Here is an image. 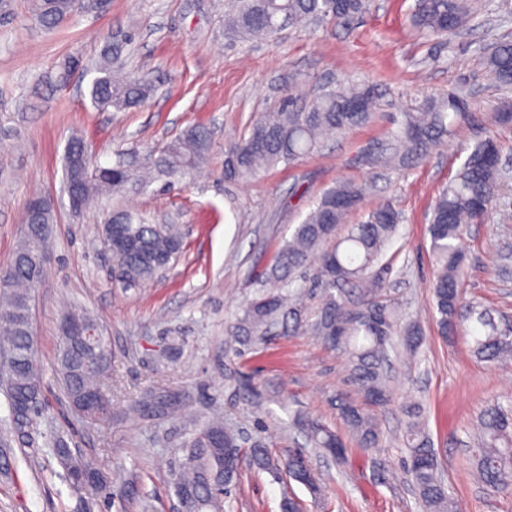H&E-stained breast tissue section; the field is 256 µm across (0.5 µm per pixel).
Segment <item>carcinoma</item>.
I'll list each match as a JSON object with an SVG mask.
<instances>
[{
	"label": "carcinoma",
	"mask_w": 512,
	"mask_h": 512,
	"mask_svg": "<svg viewBox=\"0 0 512 512\" xmlns=\"http://www.w3.org/2000/svg\"><path fill=\"white\" fill-rule=\"evenodd\" d=\"M370 0H231L224 14L226 34L233 39L271 38L277 28L303 26L313 19L345 21L369 9ZM75 0H31L34 20L53 29L71 16ZM462 0H418L413 23L427 35L438 36L458 28L463 22ZM132 36L127 35L106 49L96 68L98 76L90 88V98L98 110L125 112L141 106L153 85L131 76L119 62ZM488 65L504 89L512 88V43H501L488 58ZM378 96L365 84H339L324 89L299 106L293 99L278 108L260 113L244 135L226 148L225 176L246 179L280 163L290 166L315 152L324 137L339 135L370 123ZM469 104L457 93L429 101L414 112L403 113L395 132V146L379 159L394 165L409 157L419 159L442 144L454 127L468 115ZM213 147L211 133L202 126H190L174 140L142 159L129 150H119L110 166L88 163L82 175L86 203L107 192L125 188L146 189L157 181L170 184L175 176L203 165ZM87 154L83 141L73 140L66 150V169L79 176L73 159ZM501 152L492 138L478 142L467 154L457 173L436 195L431 208L428 232L433 259L432 284L436 325L441 336L460 329L471 339L473 353L489 363L512 358V327H501L486 312L465 301L462 285L467 265L464 239L473 224H480L492 209L498 194ZM362 186L341 181L325 191L315 207L299 224L290 240L278 251L267 278L277 283L262 291L242 309L230 329L232 340L252 346L268 329L287 318L294 327H305L333 350L347 354L349 389L336 394V410L357 441L370 454L383 441L375 410L392 401L387 384L390 353L418 354L420 327L403 318L398 303L382 294L381 283L370 272L384 256L403 215L391 203L367 212L359 224H345L347 215L363 199ZM112 223L124 225L126 235L112 238V282L124 287H142L158 278V268L144 256L163 258L172 265L184 250L183 231L178 224H155L145 216L123 209L112 211ZM49 254L48 229L21 240L11 266L0 271V323L11 335L0 343L13 350L10 378L0 382L10 412L11 423L26 427L32 423L28 408L39 404L41 372L33 353L29 303L37 274L31 263L32 243ZM311 272L320 292V305L311 322H303V291L293 286L294 274ZM362 290L360 299L350 303L345 288ZM90 354L73 336L61 338L57 371L75 412L89 396L106 393L104 384L112 368V349L106 337L96 346L99 366L84 368ZM408 417L403 442L406 448L402 468L419 497L422 512H453V501L438 474L437 452L423 427L422 408L406 406ZM306 443L324 454H334L336 463L348 462L343 438L307 416L296 419ZM480 441L474 449L480 477L497 489L512 487V401L493 405L479 423ZM175 494L185 512H224L221 492L238 479L240 460L247 455L256 469L284 472L313 495L321 486L313 466H300L296 459L307 455L303 448L275 455L256 440L243 449L236 431L214 416L185 442ZM93 467L83 459L70 458L67 473L71 484Z\"/></svg>",
	"instance_id": "1"
}]
</instances>
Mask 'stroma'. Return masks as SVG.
Instances as JSON below:
<instances>
[{
  "mask_svg": "<svg viewBox=\"0 0 512 512\" xmlns=\"http://www.w3.org/2000/svg\"><path fill=\"white\" fill-rule=\"evenodd\" d=\"M415 0H372L346 23L318 20L284 28L268 40L231 41L224 33V0H109L99 10L80 0L75 12L47 30L31 18L30 0H11V21L0 26V269L21 241L24 208L32 197L54 206L53 249L47 272L31 292L34 355L42 367V410L22 431H11L0 394V512H176L173 479L182 446L212 412L245 441L262 440L278 453L294 445L295 414L319 419L347 437L344 467L315 459L323 492L312 498L296 482L241 464L230 512H280L286 492L302 512H420L400 467L405 453V405L423 408L457 512H512V489L481 484L471 450L475 426L494 403L512 397V364L474 356L461 332L437 330L429 256L430 209L475 142L493 137L503 149L505 175L496 212L473 225L465 241L467 301L512 321V274L499 272V250L512 245V126L493 113L512 107L486 65L493 43L512 42V0H484L474 17L447 37H423L409 23ZM132 35L129 67L154 81V94L129 112L98 111L89 100L94 66L106 46ZM362 83L379 92L375 120L327 140L291 166L247 180H226L224 149L255 115L284 100L304 102L323 87ZM459 92L469 117L448 140L418 161L386 167L401 113ZM192 125L206 127L208 163L175 179L164 192L106 195L73 214L65 192V152L82 140L92 162L109 165L117 149L144 154ZM340 181L362 185L361 210L388 201L404 216L372 273L423 333L415 364L398 360L393 400L378 410L384 433L380 458L390 465L379 483L336 412L348 361L307 333L276 330L253 349L234 343L229 329L265 285L264 272L321 194ZM151 212L156 222L181 225L182 258L167 275L141 288L112 283V260L100 243L114 209ZM94 316L112 348L108 381L112 419L92 421L72 411L54 371L60 324L72 308ZM63 436L91 459L125 499L87 504L51 446Z\"/></svg>",
  "mask_w": 512,
  "mask_h": 512,
  "instance_id": "35a3bbf8",
  "label": "stroma"
}]
</instances>
